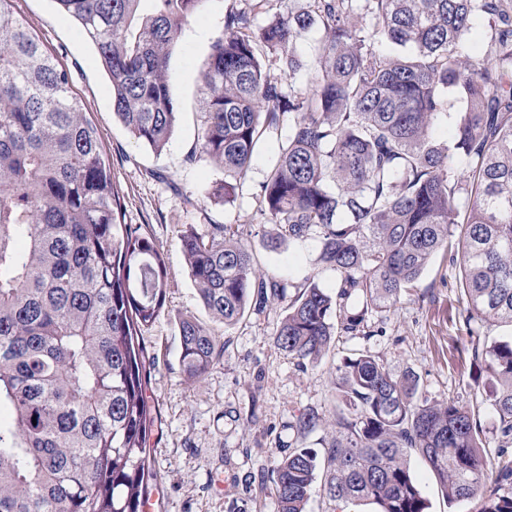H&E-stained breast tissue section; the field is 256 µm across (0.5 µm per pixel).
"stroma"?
<instances>
[{
  "label": "stroma",
  "instance_id": "1",
  "mask_svg": "<svg viewBox=\"0 0 512 512\" xmlns=\"http://www.w3.org/2000/svg\"><path fill=\"white\" fill-rule=\"evenodd\" d=\"M240 0H209L185 25L181 47L169 61L180 115L168 148L154 153L137 142L112 112L110 81L92 41L77 23L61 15L54 0H17L16 9L49 54L71 74L72 90L96 126L112 177L119 187V220L142 226L160 245L168 267L164 308L143 331L156 364L148 393L161 415L149 439L150 466L156 475V512H277L270 461L304 446L323 450L335 438L336 366L352 353L369 350L397 373L417 372L424 391L455 397L479 417L487 409L473 401L466 384L475 376L471 349L485 331L467 330L458 297V266L437 255L395 309L376 315L374 335L344 336L319 364L298 367L276 350L272 338L288 301L274 298L263 313L227 329L212 321L199 301L185 263L182 236L189 227L241 224L263 271L297 279L316 253L314 241L276 251L264 248L271 227L255 220L253 198L286 130L271 131L260 144L249 189L233 201L211 198L224 173L206 159L190 160L199 126L198 66L224 17ZM196 207L185 204V197ZM192 317L209 326L224 347L204 376L186 380L179 360V323ZM322 419L319 428L299 436L293 424L306 409Z\"/></svg>",
  "mask_w": 512,
  "mask_h": 512
}]
</instances>
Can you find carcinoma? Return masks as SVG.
I'll return each mask as SVG.
<instances>
[{"label":"carcinoma","instance_id":"cac0c4a2","mask_svg":"<svg viewBox=\"0 0 512 512\" xmlns=\"http://www.w3.org/2000/svg\"><path fill=\"white\" fill-rule=\"evenodd\" d=\"M15 2L0 0V512H143L159 417L140 336L163 309L166 263L142 226L117 222L97 128ZM54 2L93 41L115 116L166 150L179 114L169 59L208 0H153L135 31L140 0ZM246 2L225 15L202 63L192 157L224 170L211 195L228 201L264 135L287 125L256 215L273 226V249L313 240L317 253L311 272L287 282L256 268L242 225L190 229L184 257L211 317L229 329L291 287L273 346L315 366L443 252L461 264L464 325L507 333L472 348L468 389L489 405L487 425L454 398L424 394L411 370L395 374L370 351L343 358L336 438L323 460L302 447L273 461L278 512H306L319 475L334 512H430L413 454L446 503L512 512V0H304L259 28L271 0ZM485 19L494 69L469 52ZM313 27L323 31L314 74L286 86ZM453 103L442 140L437 121ZM323 271L336 273V290L320 284ZM179 343L189 380L224 351L193 318L180 322ZM319 424L310 410L295 428L305 437Z\"/></svg>","mask_w":512,"mask_h":512}]
</instances>
